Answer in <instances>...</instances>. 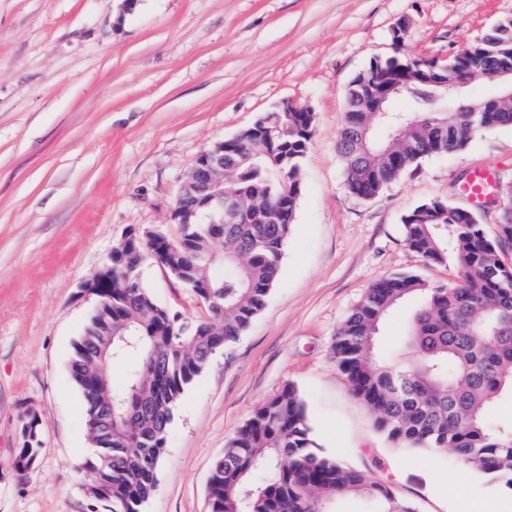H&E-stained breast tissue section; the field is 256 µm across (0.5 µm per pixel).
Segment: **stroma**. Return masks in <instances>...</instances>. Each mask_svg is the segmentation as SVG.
<instances>
[{
    "label": "stroma",
    "mask_w": 512,
    "mask_h": 512,
    "mask_svg": "<svg viewBox=\"0 0 512 512\" xmlns=\"http://www.w3.org/2000/svg\"><path fill=\"white\" fill-rule=\"evenodd\" d=\"M404 17L407 54L445 60L512 17V0H138L130 10L123 0H0V512H88L90 446L69 363L97 300L81 285L131 230L179 240L170 213L196 157L286 99L315 122L279 282L175 407L143 512H209L214 460L288 382L323 451L387 480L418 512L512 500L452 452L392 447L331 355L338 326L377 281L455 280L452 264L407 247L405 215L432 199L469 207L462 185L479 167L504 188L482 218L488 234L512 203V126L422 158L373 198L346 187V90L394 55L391 30ZM142 280L156 302L206 318L155 260ZM31 411L42 451L20 475L12 461Z\"/></svg>",
    "instance_id": "35a3bbf8"
}]
</instances>
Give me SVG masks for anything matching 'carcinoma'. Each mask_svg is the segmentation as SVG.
<instances>
[{
	"mask_svg": "<svg viewBox=\"0 0 512 512\" xmlns=\"http://www.w3.org/2000/svg\"><path fill=\"white\" fill-rule=\"evenodd\" d=\"M476 56L512 65V18L498 21L446 62L411 60L398 49L354 78L355 84H383L405 69L413 76L410 87L423 95H395L410 109L401 113L396 138L382 144L371 136L379 125L375 113L360 111L361 100L347 93L337 150L351 193L370 199L422 158L461 151L486 130L512 126V98L496 103L492 112L484 102L473 112L437 111L438 96L457 94L461 72ZM312 135L313 113L290 112L288 132L273 158L246 139L225 140L224 194L245 199L241 217L247 222L224 225L219 237L203 216L182 225L179 241L158 239L143 248L165 268H179L180 282L192 293L209 294V313L221 314L220 322L192 321L157 303L144 287L130 292L124 282L139 277L141 267L125 265L123 255L136 242L112 251V287L102 289L104 313L88 321L70 362L92 448L85 469L108 484L88 497L91 504L107 503L110 512H142L154 494L174 408L213 356L245 333L278 282ZM283 199L288 223H268L271 208ZM402 223L409 249L429 263L452 262L456 280L439 284L399 274L373 284L336 331V367L393 447L450 450L474 475L512 490V421L491 419L496 404L512 397V262L503 250L512 242V216L490 237L475 210L433 199ZM411 298L417 306L398 341L411 359L389 364L379 353L382 328ZM108 340L111 363L125 369L120 380L109 372L106 385L95 387L90 372ZM132 357L134 365L128 364ZM106 396L112 398L110 440L99 428V404ZM131 409L137 421L128 427ZM41 426L38 415L25 417L14 470L37 462ZM207 494L211 512H330L331 504L343 499L369 501L374 512H414L411 501L384 480L322 451L306 404L291 383L256 408L226 443Z\"/></svg>",
	"mask_w": 512,
	"mask_h": 512,
	"instance_id": "obj_1",
	"label": "carcinoma"
}]
</instances>
